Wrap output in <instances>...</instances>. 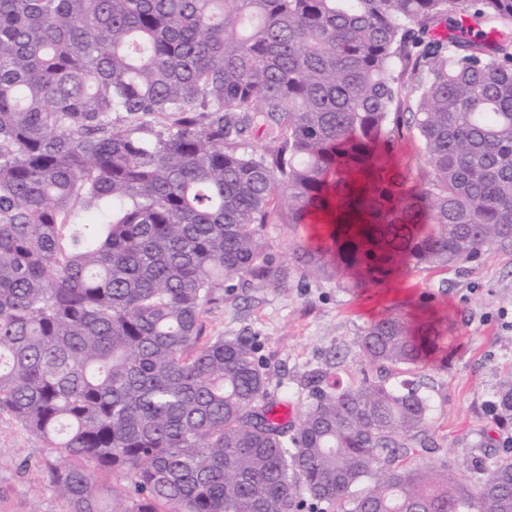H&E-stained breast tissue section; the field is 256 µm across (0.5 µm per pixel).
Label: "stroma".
<instances>
[{"instance_id":"35a3bbf8","label":"stroma","mask_w":512,"mask_h":512,"mask_svg":"<svg viewBox=\"0 0 512 512\" xmlns=\"http://www.w3.org/2000/svg\"><path fill=\"white\" fill-rule=\"evenodd\" d=\"M299 236L284 224L268 225L264 235L267 250L292 269L287 287L251 284L202 316L206 335L258 338L272 377L288 392L280 407L286 421L305 406L296 392L300 373L326 365L342 385L357 384L369 367L357 347L365 327L388 312L425 306L446 314L453 331L447 356L421 373L434 405L427 430L434 446L415 449L410 461L430 468L463 450L485 457L489 431L512 439V424L500 425L491 407L499 375L512 370V247L494 246L477 262L442 270L411 268L385 288L360 290L292 268L288 243ZM55 460L39 438L0 413V512H68L47 483Z\"/></svg>"}]
</instances>
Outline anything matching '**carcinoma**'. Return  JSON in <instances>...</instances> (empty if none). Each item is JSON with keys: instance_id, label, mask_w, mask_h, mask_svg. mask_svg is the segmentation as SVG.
<instances>
[{"instance_id": "obj_1", "label": "carcinoma", "mask_w": 512, "mask_h": 512, "mask_svg": "<svg viewBox=\"0 0 512 512\" xmlns=\"http://www.w3.org/2000/svg\"><path fill=\"white\" fill-rule=\"evenodd\" d=\"M459 12L478 34L434 32ZM259 123L272 148L238 153ZM269 224L342 288L512 246V0H0V413L59 456L68 512H512L489 434L491 462L458 459L476 489L398 464L433 411L399 375L447 351L445 316L371 323L374 374L312 369L275 418L257 338L202 322L287 283ZM493 397L512 420V371Z\"/></svg>"}]
</instances>
